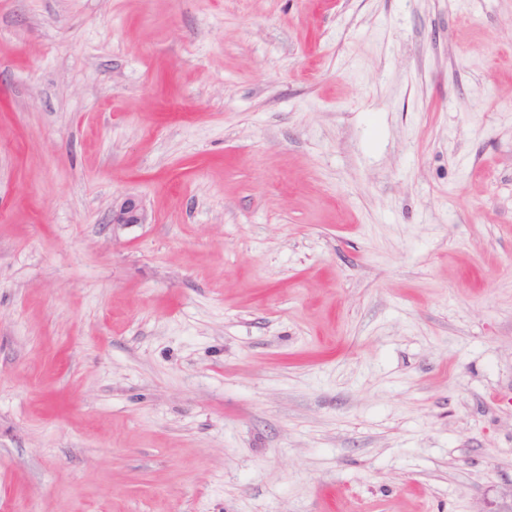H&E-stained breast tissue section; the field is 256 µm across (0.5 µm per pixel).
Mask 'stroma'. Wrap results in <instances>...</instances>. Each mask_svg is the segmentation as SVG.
<instances>
[{
	"label": "stroma",
	"instance_id": "35a3bbf8",
	"mask_svg": "<svg viewBox=\"0 0 512 512\" xmlns=\"http://www.w3.org/2000/svg\"><path fill=\"white\" fill-rule=\"evenodd\" d=\"M0 512H512V0H0ZM147 223V212L143 201L136 195H125L112 203L109 224L114 227H127Z\"/></svg>",
	"mask_w": 512,
	"mask_h": 512
}]
</instances>
